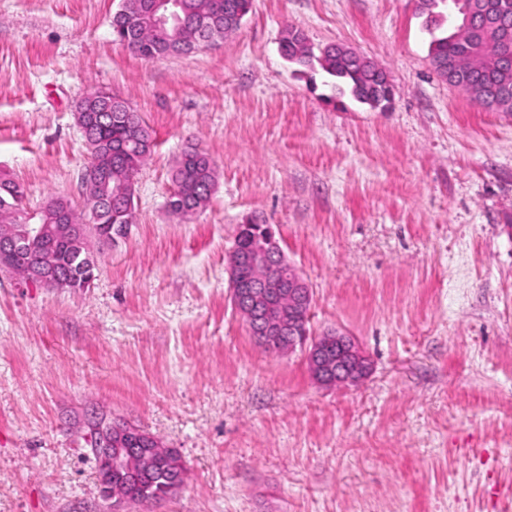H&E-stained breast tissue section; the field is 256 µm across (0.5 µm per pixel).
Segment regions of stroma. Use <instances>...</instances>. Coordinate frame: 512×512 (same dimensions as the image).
Listing matches in <instances>:
<instances>
[{
	"label": "stroma",
	"instance_id": "stroma-1",
	"mask_svg": "<svg viewBox=\"0 0 512 512\" xmlns=\"http://www.w3.org/2000/svg\"><path fill=\"white\" fill-rule=\"evenodd\" d=\"M119 0H0V172L82 202L79 99L104 90L154 131L125 238L90 288L0 275V512H512V115L442 82L415 0H253L240 30L144 60ZM387 70L381 112L279 52L286 26ZM209 205L165 202L186 145ZM273 225L313 290L309 332L352 336L372 371L325 388L230 301L240 224ZM174 449L148 504L104 497L93 419Z\"/></svg>",
	"mask_w": 512,
	"mask_h": 512
}]
</instances>
